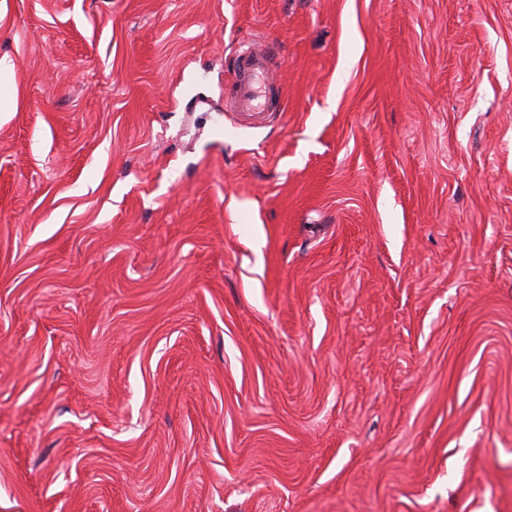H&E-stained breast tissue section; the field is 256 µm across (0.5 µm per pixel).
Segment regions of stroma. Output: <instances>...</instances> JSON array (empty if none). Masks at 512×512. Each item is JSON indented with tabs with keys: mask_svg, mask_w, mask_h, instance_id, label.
Segmentation results:
<instances>
[{
	"mask_svg": "<svg viewBox=\"0 0 512 512\" xmlns=\"http://www.w3.org/2000/svg\"><path fill=\"white\" fill-rule=\"evenodd\" d=\"M2 58L0 512H512V0H0ZM237 45L224 88V106L244 113L284 111L283 89L271 79L278 63L275 44L268 38L262 44L245 38Z\"/></svg>",
	"mask_w": 512,
	"mask_h": 512,
	"instance_id": "35a3bbf8",
	"label": "stroma"
}]
</instances>
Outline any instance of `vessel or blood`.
<instances>
[{"mask_svg": "<svg viewBox=\"0 0 512 512\" xmlns=\"http://www.w3.org/2000/svg\"><path fill=\"white\" fill-rule=\"evenodd\" d=\"M278 63L272 41H239L232 57L231 77L224 88V105L234 112H279L283 109V90L271 75Z\"/></svg>", "mask_w": 512, "mask_h": 512, "instance_id": "1", "label": "vessel or blood"}]
</instances>
